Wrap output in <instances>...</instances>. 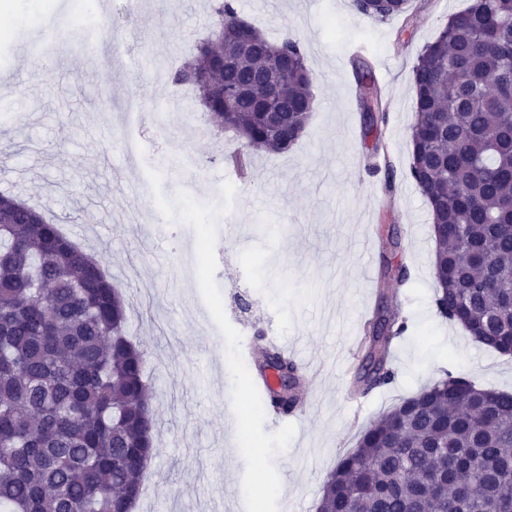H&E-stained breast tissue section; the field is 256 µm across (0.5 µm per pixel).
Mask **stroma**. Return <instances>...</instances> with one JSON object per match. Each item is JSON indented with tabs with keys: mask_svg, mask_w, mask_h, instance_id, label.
I'll use <instances>...</instances> for the list:
<instances>
[{
	"mask_svg": "<svg viewBox=\"0 0 512 512\" xmlns=\"http://www.w3.org/2000/svg\"><path fill=\"white\" fill-rule=\"evenodd\" d=\"M75 2L0 0L11 56L0 65V98L19 106L0 112V190L45 210L122 287L157 420V454L135 512H211L215 502L245 512L225 341L196 279L176 277L195 264L196 237L158 212L151 168L170 199L184 192L215 204L222 182L233 183V209L217 229L224 259L215 278L227 318L243 341L275 337L308 362L304 406L288 417L296 434L275 459L289 512H316L324 478L362 429L446 371L512 390V356L473 342L437 310L430 211L409 176L412 67L468 0H410L407 20L384 22L361 19L353 0H267L262 8L236 0L241 18L270 39L299 40L315 98L300 141L285 153H252L245 180L224 165L241 148L232 131L185 124L199 112L193 91L179 99V120L161 132L150 125L174 90L171 61L190 57L206 36L214 0H110L105 31L137 38L100 72L82 65L92 34ZM42 39L49 60L25 58L15 70L27 42ZM356 56L371 65L386 107L374 139L361 132ZM131 98L146 133L132 156ZM386 258L406 265L407 285L383 276ZM381 304L408 329L391 343L393 381L357 407L348 391L365 325Z\"/></svg>",
	"mask_w": 512,
	"mask_h": 512,
	"instance_id": "obj_1",
	"label": "stroma"
}]
</instances>
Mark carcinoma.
Instances as JSON below:
<instances>
[{"instance_id": "1", "label": "carcinoma", "mask_w": 512, "mask_h": 512, "mask_svg": "<svg viewBox=\"0 0 512 512\" xmlns=\"http://www.w3.org/2000/svg\"><path fill=\"white\" fill-rule=\"evenodd\" d=\"M409 0H354L369 21L407 12ZM234 0H216L208 36L172 75L203 112L253 150L286 152L313 111L299 41L251 40ZM364 136L386 120L368 65L355 63ZM415 121L409 175L425 198L436 244L439 313L496 351L512 333V0H470L448 17L412 67ZM278 86L287 112L268 121L256 91ZM378 310L363 338L356 383L393 380L392 336ZM126 300L101 262L54 220L0 191V512H132L155 459L145 351L126 334ZM283 374L270 405L303 403L298 366L264 350ZM512 393L451 373L402 400L362 432L328 474L317 512H512Z\"/></svg>"}]
</instances>
